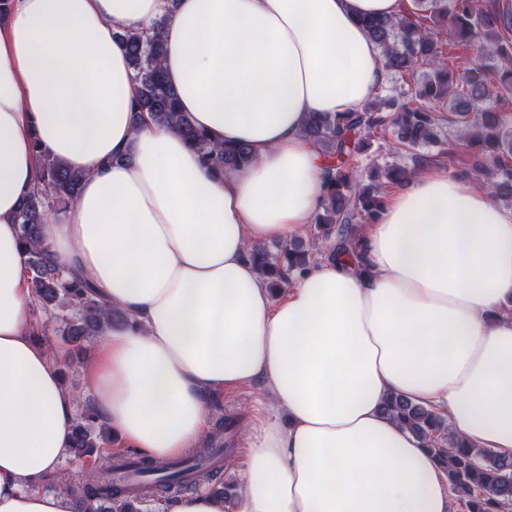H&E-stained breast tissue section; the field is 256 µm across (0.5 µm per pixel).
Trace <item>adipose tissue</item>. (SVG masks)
<instances>
[{"mask_svg": "<svg viewBox=\"0 0 512 512\" xmlns=\"http://www.w3.org/2000/svg\"><path fill=\"white\" fill-rule=\"evenodd\" d=\"M402 0H13L0 20V512H74L52 490L77 394L28 320L14 222L36 148L82 172L45 243L121 312L84 371L126 446L194 447L206 398L263 381L235 510L200 491L170 512H457L426 444L382 411L398 394L471 446L512 458V209L474 181L422 169L363 225V259L323 257L279 300L247 248L310 224L326 173L302 130L359 109L386 79L366 16ZM159 34L194 125L247 145L214 175L150 114L120 34ZM287 421H280V414Z\"/></svg>", "mask_w": 512, "mask_h": 512, "instance_id": "ef3b65f1", "label": "adipose tissue"}]
</instances>
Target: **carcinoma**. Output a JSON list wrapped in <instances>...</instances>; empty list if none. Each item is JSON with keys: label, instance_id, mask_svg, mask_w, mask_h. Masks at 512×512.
Wrapping results in <instances>:
<instances>
[{"label": "carcinoma", "instance_id": "cac0c4a2", "mask_svg": "<svg viewBox=\"0 0 512 512\" xmlns=\"http://www.w3.org/2000/svg\"><path fill=\"white\" fill-rule=\"evenodd\" d=\"M414 5L416 10L397 18L369 16L361 21L366 35L381 48L387 73L410 82L399 86L395 95L375 94L354 112H313L304 127V136L327 162L326 191L314 224L324 243L337 233L330 252L338 257L361 261L356 225L372 223L383 202V189L411 175L409 169L396 164L383 168L374 164L371 172H384L386 181L365 185L355 179L352 162L377 130L392 132L394 152L414 151L439 143L438 130L448 121L456 136L473 150L472 169L483 178L494 199L512 198V123L497 107L501 94L512 90V7H483L480 0H414ZM435 15L448 18L444 39L426 25L427 17ZM115 36L124 42L139 84L131 105L135 118L150 113L181 134L207 167L217 172L238 170L251 162L247 147L212 140L195 127L188 113L179 110L176 94L163 77L159 34L127 37L117 32ZM447 45L476 47L480 57L493 63L479 61L464 70L452 68L445 56ZM36 159L37 184L26 194L15 217L27 255L26 270L35 305L45 312L54 311L63 340L79 344L99 335L120 315L108 307L87 277L75 270L63 272L49 254L43 226L50 215L75 199L82 175L41 150L36 151ZM248 257L274 293L312 263L301 240L282 243L274 252L258 245ZM383 411L428 444L447 474L455 502L465 512H512V459L471 448L446 420L399 394L386 398ZM97 420L99 415L92 412L76 419L72 452L85 455L108 442L103 432H95ZM223 434L221 419L206 444L188 457L158 467L153 460L141 462V472L153 477L150 490L141 496L129 497L107 481L113 469L109 460L92 479H69L66 492L78 500L80 512H141L142 503L159 493L173 502L197 485L218 479L220 469L207 461L223 455Z\"/></svg>", "mask_w": 512, "mask_h": 512}]
</instances>
